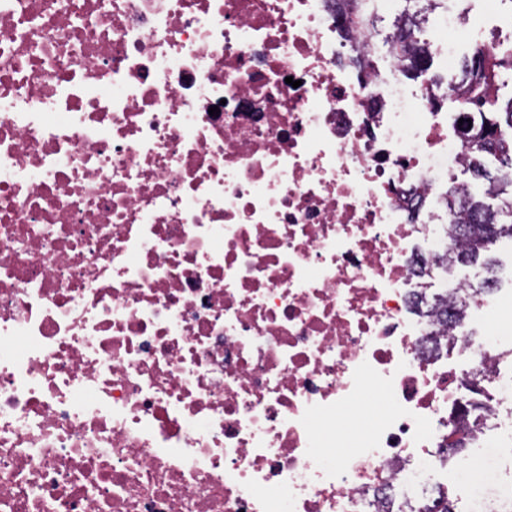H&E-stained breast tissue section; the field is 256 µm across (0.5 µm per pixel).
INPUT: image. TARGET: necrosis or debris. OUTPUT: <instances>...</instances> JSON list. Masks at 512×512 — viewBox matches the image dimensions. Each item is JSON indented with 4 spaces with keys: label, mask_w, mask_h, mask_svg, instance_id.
Returning a JSON list of instances; mask_svg holds the SVG:
<instances>
[{
    "label": "necrosis or debris",
    "mask_w": 512,
    "mask_h": 512,
    "mask_svg": "<svg viewBox=\"0 0 512 512\" xmlns=\"http://www.w3.org/2000/svg\"><path fill=\"white\" fill-rule=\"evenodd\" d=\"M501 4L437 26L510 57ZM373 55L336 0H0V512H417L458 439L512 505L501 300L424 277L483 154Z\"/></svg>",
    "instance_id": "necrosis-or-debris-1"
}]
</instances>
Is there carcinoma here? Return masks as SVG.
<instances>
[{
    "mask_svg": "<svg viewBox=\"0 0 512 512\" xmlns=\"http://www.w3.org/2000/svg\"><path fill=\"white\" fill-rule=\"evenodd\" d=\"M355 2L358 3L357 14L352 16L339 10L337 24L346 35L360 31L367 41L373 42L378 35L374 17L369 12L373 0ZM404 2L406 6L394 17L392 32L384 43L389 46V54L399 57L405 74L418 77L430 67V50L418 40L420 16L426 12V7L423 0ZM511 66L512 58L487 47H477L462 58L459 75L449 82L453 93L448 95V100L455 104L456 110L476 112L480 118L479 125L470 129L468 141L479 145L489 157L508 168L507 173L493 177L485 164L471 167L469 172L476 184L468 186L460 195L454 190L446 192L448 208L462 216V222L455 228L464 244L450 258L455 265L481 261L490 270L494 261L484 257L489 245L503 236L512 237V102L504 113L507 129H502V122L491 115L497 103V95L491 89L497 70Z\"/></svg>",
    "mask_w": 512,
    "mask_h": 512,
    "instance_id": "1",
    "label": "carcinoma"
}]
</instances>
